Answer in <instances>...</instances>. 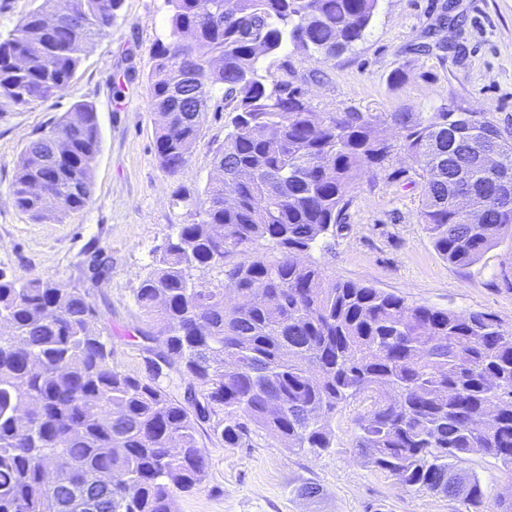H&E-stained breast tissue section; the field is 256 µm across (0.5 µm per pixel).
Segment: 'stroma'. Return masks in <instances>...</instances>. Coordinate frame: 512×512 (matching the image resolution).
<instances>
[{
    "mask_svg": "<svg viewBox=\"0 0 512 512\" xmlns=\"http://www.w3.org/2000/svg\"><path fill=\"white\" fill-rule=\"evenodd\" d=\"M166 0H122L111 31L86 47L62 95L0 114V268L40 275L86 289L96 308L93 329L107 337L112 365L145 378L158 347L145 341L154 325L134 301L155 252L175 224L188 222L173 191L203 189L214 177V154L230 112L214 97L186 166L176 177L161 168L154 150L157 122L150 109L154 44L169 27ZM268 79L288 78L302 88L314 112H437L458 105L484 112L512 129V0H379L362 40L331 59L286 47L260 59ZM402 79L392 82V72ZM122 82L114 96V82ZM93 104L102 130L89 205L62 222L36 223L9 194L15 165L37 131L72 105ZM391 170L363 175L346 218L333 237L305 261L340 280L370 284L413 304L458 313H493L512 326V240L504 239L476 264L460 270L443 259L420 221V184ZM109 256L105 279L93 281L95 252ZM360 401L329 417L333 446L297 453L262 431L246 448H228L208 425L199 428L210 460L202 484L178 494L175 512H467L462 502L410 490L358 455ZM476 474L487 506L512 494V472L472 454L460 464ZM317 484L318 497L300 495Z\"/></svg>",
    "mask_w": 512,
    "mask_h": 512,
    "instance_id": "1",
    "label": "stroma"
}]
</instances>
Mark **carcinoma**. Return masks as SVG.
<instances>
[{"label":"carcinoma","mask_w":512,"mask_h":512,"mask_svg":"<svg viewBox=\"0 0 512 512\" xmlns=\"http://www.w3.org/2000/svg\"><path fill=\"white\" fill-rule=\"evenodd\" d=\"M167 3L149 76L157 158L169 176L181 171L221 90L232 112L214 155L221 177L174 192L192 220L174 225L134 294L158 326L145 339L162 346L147 380L112 367L85 289L0 270L11 328L0 333V512H174L209 468L197 423L213 422L228 448L248 447L255 427L320 452L331 447L329 413L357 398L367 463L484 512L480 478H458L457 464L481 454L512 471V328L329 278L302 256L336 232L359 177L403 154L434 248L470 267L512 237V132L451 108L320 115L293 83L268 86L260 54L290 43L339 55L363 38L378 0ZM120 7L73 0L75 23L49 27L57 0H38L0 37V112L62 94ZM384 123L395 140L378 135ZM100 149L95 107L73 105L23 148L14 204L39 223L83 210ZM481 192V211L460 206ZM172 367L187 379L182 401L160 382ZM59 457L73 466L52 486L42 464Z\"/></svg>","instance_id":"carcinoma-1"}]
</instances>
